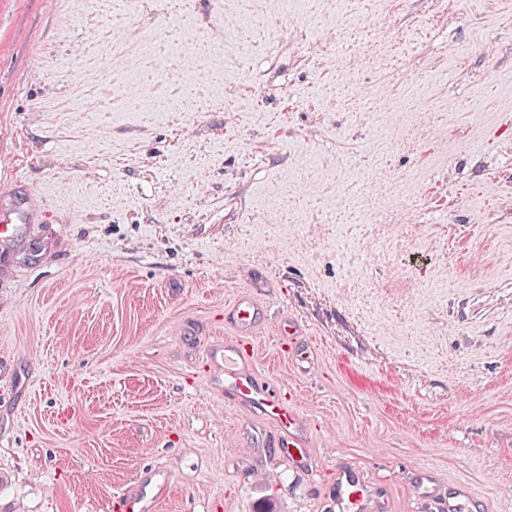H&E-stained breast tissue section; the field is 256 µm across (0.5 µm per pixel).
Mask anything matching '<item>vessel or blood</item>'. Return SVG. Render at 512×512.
Returning a JSON list of instances; mask_svg holds the SVG:
<instances>
[{
	"instance_id": "obj_1",
	"label": "vessel or blood",
	"mask_w": 512,
	"mask_h": 512,
	"mask_svg": "<svg viewBox=\"0 0 512 512\" xmlns=\"http://www.w3.org/2000/svg\"><path fill=\"white\" fill-rule=\"evenodd\" d=\"M260 315L258 305L249 295L239 296L227 312L231 325L242 336L252 334ZM249 362L250 356L246 349L233 347L224 358L225 389L233 391L239 401L248 403L265 416L279 421L288 432L290 447H303L300 420L279 396L270 394L258 384ZM370 497L367 485L354 476L352 468L340 467L336 484V512H364Z\"/></svg>"
}]
</instances>
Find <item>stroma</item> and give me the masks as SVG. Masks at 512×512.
<instances>
[{
	"mask_svg": "<svg viewBox=\"0 0 512 512\" xmlns=\"http://www.w3.org/2000/svg\"><path fill=\"white\" fill-rule=\"evenodd\" d=\"M110 9L0 0V512H333L340 463L512 512V0H135L87 56ZM173 29L222 110L141 84ZM242 293L304 447L224 390Z\"/></svg>",
	"mask_w": 512,
	"mask_h": 512,
	"instance_id": "stroma-1",
	"label": "stroma"
}]
</instances>
